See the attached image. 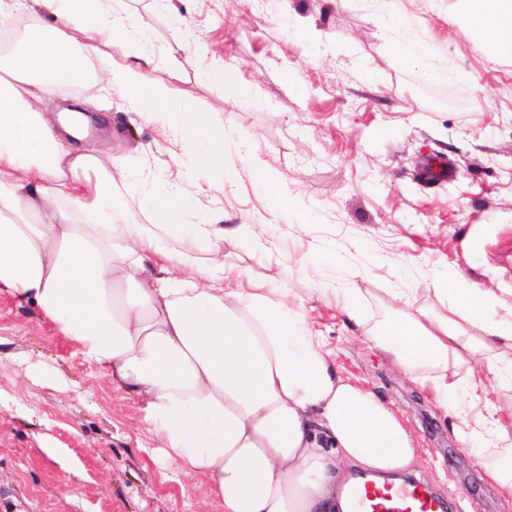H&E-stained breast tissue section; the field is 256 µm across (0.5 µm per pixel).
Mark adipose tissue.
I'll return each mask as SVG.
<instances>
[{
	"label": "adipose tissue",
	"instance_id": "adipose-tissue-1",
	"mask_svg": "<svg viewBox=\"0 0 512 512\" xmlns=\"http://www.w3.org/2000/svg\"><path fill=\"white\" fill-rule=\"evenodd\" d=\"M114 0H34L21 48L0 59V293L37 306L85 359L145 404V420L188 475L206 477L224 512H347L351 472L393 475L417 464L403 419L367 385L341 376L322 337L301 330L305 288L239 287L224 257L223 214L191 225L207 263L166 243L184 209L156 196L141 224L112 195L114 176L81 143L77 114L50 121L41 102L107 60V81L151 120L175 92L141 58H110L129 35ZM461 14L512 58V0H457ZM439 307L383 301L369 324L363 291L342 306L406 376L448 404L463 369L472 401L483 378L512 383V323L498 298L459 279Z\"/></svg>",
	"mask_w": 512,
	"mask_h": 512
}]
</instances>
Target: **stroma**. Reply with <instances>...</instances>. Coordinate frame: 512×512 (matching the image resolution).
I'll list each match as a JSON object with an SVG mask.
<instances>
[{
    "instance_id": "35a3bbf8",
    "label": "stroma",
    "mask_w": 512,
    "mask_h": 512,
    "mask_svg": "<svg viewBox=\"0 0 512 512\" xmlns=\"http://www.w3.org/2000/svg\"><path fill=\"white\" fill-rule=\"evenodd\" d=\"M142 32L113 42L138 55L179 100L150 124L96 75L87 145L129 174L118 192L139 223L151 197L174 188L187 207L171 247L195 250L189 227L222 211L228 224L261 225L270 250L239 236L224 255L273 288L306 277L313 288L366 291L370 321L399 288L434 304L435 277L464 274L494 291L496 316L512 313V59L472 30L454 0H117ZM425 48L422 68L404 50ZM237 77L225 79V70ZM219 115L191 140L188 113ZM224 147V168L184 174L187 146ZM452 166L424 182L428 159ZM278 171L288 202L270 198L253 160ZM349 266L329 262L349 240ZM307 329L325 337L342 376L399 411L417 447V470L446 502L512 512L486 466L512 469V451L464 423L478 409L448 377V407L404 377L348 325L335 298H311ZM0 512H224L207 481L183 474L158 448L144 405L89 363L37 307L0 295Z\"/></svg>"
}]
</instances>
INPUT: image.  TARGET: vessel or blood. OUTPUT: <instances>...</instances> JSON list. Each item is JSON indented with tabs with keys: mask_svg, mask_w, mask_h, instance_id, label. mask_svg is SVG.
I'll return each mask as SVG.
<instances>
[{
	"mask_svg": "<svg viewBox=\"0 0 512 512\" xmlns=\"http://www.w3.org/2000/svg\"><path fill=\"white\" fill-rule=\"evenodd\" d=\"M352 512H444L442 500L422 482L406 485L367 480L349 490Z\"/></svg>",
	"mask_w": 512,
	"mask_h": 512,
	"instance_id": "vessel-or-blood-1",
	"label": "vessel or blood"
}]
</instances>
